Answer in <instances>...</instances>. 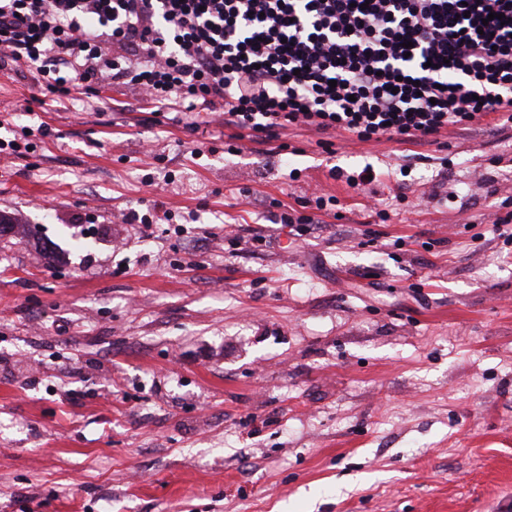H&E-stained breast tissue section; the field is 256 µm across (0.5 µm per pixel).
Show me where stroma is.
Wrapping results in <instances>:
<instances>
[{
	"mask_svg": "<svg viewBox=\"0 0 512 512\" xmlns=\"http://www.w3.org/2000/svg\"><path fill=\"white\" fill-rule=\"evenodd\" d=\"M33 92L27 68L0 71V139L34 146L0 155V512L512 502L499 115L440 147L339 138L331 156L293 130L231 154L230 129L191 132L121 86ZM367 165L372 198L344 180ZM317 196L337 202L306 235L276 223ZM154 203L171 218L152 236L118 218Z\"/></svg>",
	"mask_w": 512,
	"mask_h": 512,
	"instance_id": "1",
	"label": "stroma"
}]
</instances>
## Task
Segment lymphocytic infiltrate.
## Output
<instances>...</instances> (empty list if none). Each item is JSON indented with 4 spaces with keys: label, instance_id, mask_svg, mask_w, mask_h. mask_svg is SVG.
<instances>
[{
    "label": "lymphocytic infiltrate",
    "instance_id": "1",
    "mask_svg": "<svg viewBox=\"0 0 512 512\" xmlns=\"http://www.w3.org/2000/svg\"><path fill=\"white\" fill-rule=\"evenodd\" d=\"M0 52L57 101L122 84L259 145L512 122V0H0Z\"/></svg>",
    "mask_w": 512,
    "mask_h": 512
}]
</instances>
